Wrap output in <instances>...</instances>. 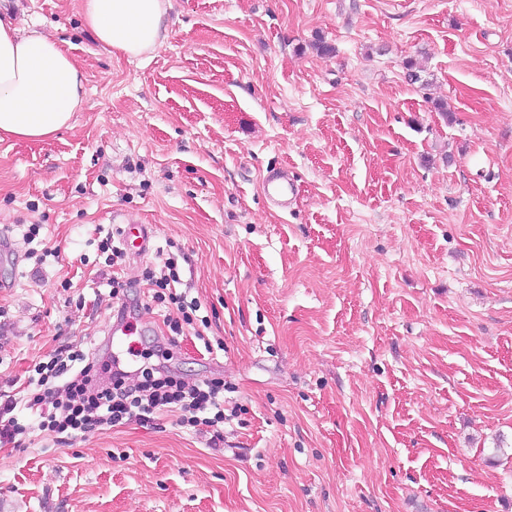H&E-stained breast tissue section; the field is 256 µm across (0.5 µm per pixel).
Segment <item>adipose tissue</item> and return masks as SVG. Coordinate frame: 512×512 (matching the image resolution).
Here are the masks:
<instances>
[{
	"label": "adipose tissue",
	"instance_id": "adipose-tissue-1",
	"mask_svg": "<svg viewBox=\"0 0 512 512\" xmlns=\"http://www.w3.org/2000/svg\"><path fill=\"white\" fill-rule=\"evenodd\" d=\"M169 6V0H84L82 16L100 44L135 58L160 44ZM84 104V78L59 42L20 32L0 15V133L45 140Z\"/></svg>",
	"mask_w": 512,
	"mask_h": 512
}]
</instances>
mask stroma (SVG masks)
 I'll return each instance as SVG.
<instances>
[{"label":"stroma","mask_w":512,"mask_h":512,"mask_svg":"<svg viewBox=\"0 0 512 512\" xmlns=\"http://www.w3.org/2000/svg\"><path fill=\"white\" fill-rule=\"evenodd\" d=\"M1 10L62 44L85 105L0 134V394L35 425L58 349L136 370L163 251L224 342L165 366L223 377L239 413L218 450L170 414L36 431L0 447V512H512V0H171L138 58L82 0ZM278 168L285 211L260 190ZM129 222L153 235L119 305L98 244Z\"/></svg>","instance_id":"1"}]
</instances>
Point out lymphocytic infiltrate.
Segmentation results:
<instances>
[{"mask_svg":"<svg viewBox=\"0 0 512 512\" xmlns=\"http://www.w3.org/2000/svg\"><path fill=\"white\" fill-rule=\"evenodd\" d=\"M142 276L152 292V305L163 314L170 345H177L186 331L199 330L198 303L186 301L177 291L181 277L175 255L158 256L145 266ZM99 372L95 359L76 351L55 354L38 366V389L29 404L38 409L40 421L34 427L24 423L15 413V399L0 400V444L21 446L36 430L64 442L104 426L147 421L168 412L181 426L211 431L212 447L223 443L229 419L224 412L223 378L189 384L163 365L146 362L133 373L110 366L109 383L101 386L96 382Z\"/></svg>","mask_w":512,"mask_h":512,"instance_id":"lymphocytic-infiltrate-1","label":"lymphocytic infiltrate"}]
</instances>
